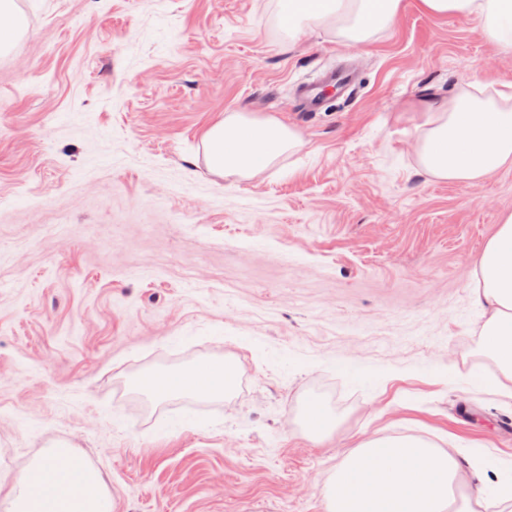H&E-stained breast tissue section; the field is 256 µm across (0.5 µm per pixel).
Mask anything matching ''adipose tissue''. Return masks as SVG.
<instances>
[{
    "label": "adipose tissue",
    "mask_w": 512,
    "mask_h": 512,
    "mask_svg": "<svg viewBox=\"0 0 512 512\" xmlns=\"http://www.w3.org/2000/svg\"><path fill=\"white\" fill-rule=\"evenodd\" d=\"M433 18H460L476 25L500 53L512 55V0H419ZM403 0H279V17L289 34L322 30L364 47L390 28ZM472 92L450 98L425 97L415 108L419 135L415 152L421 171L436 180L472 182L512 168V84L495 101ZM205 160L218 176L252 178L283 154L300 150L301 133L273 116L232 111L202 135ZM472 298L482 311L488 352L499 358L503 377L496 390L512 398V213L475 264ZM238 366L227 361L140 379L147 393L168 398H221L235 387ZM34 484L15 483L0 498V512H112L100 473L60 447L39 459ZM458 455L418 436H373L345 453L329 489L330 512H477L466 494Z\"/></svg>",
    "instance_id": "ef3b65f1"
}]
</instances>
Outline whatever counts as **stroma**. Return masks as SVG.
Here are the masks:
<instances>
[{"mask_svg": "<svg viewBox=\"0 0 512 512\" xmlns=\"http://www.w3.org/2000/svg\"><path fill=\"white\" fill-rule=\"evenodd\" d=\"M277 0H12L0 49V487L50 446L99 470L114 512H327L373 434L466 454L488 512L512 471V399L470 290L512 213V169L419 172L406 103L512 83L467 21L417 0L361 49L288 35ZM352 59V98L297 116L292 88ZM304 147L250 179L208 171L225 111ZM231 359L225 400L156 401L154 372ZM382 369L383 384L346 367ZM334 433L303 429L310 403Z\"/></svg>", "mask_w": 512, "mask_h": 512, "instance_id": "35a3bbf8", "label": "stroma"}]
</instances>
